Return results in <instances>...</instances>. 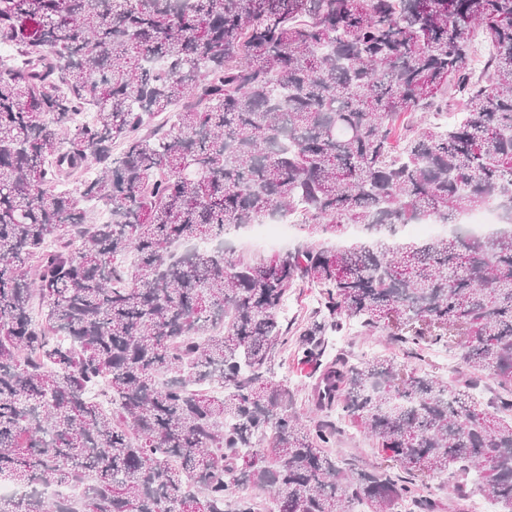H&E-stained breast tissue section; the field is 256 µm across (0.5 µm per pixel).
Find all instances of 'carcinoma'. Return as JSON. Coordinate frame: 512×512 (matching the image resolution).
Returning a JSON list of instances; mask_svg holds the SVG:
<instances>
[{
  "label": "carcinoma",
  "mask_w": 512,
  "mask_h": 512,
  "mask_svg": "<svg viewBox=\"0 0 512 512\" xmlns=\"http://www.w3.org/2000/svg\"><path fill=\"white\" fill-rule=\"evenodd\" d=\"M2 45L0 478L36 490L0 512H439L435 476L512 512V228L402 237L512 212V0H0ZM291 216L269 258L173 257ZM296 288L293 359L336 374L312 425L275 372ZM354 323L465 378L330 357ZM343 420L386 463L329 453ZM499 222L500 216L496 208L468 212L465 218L468 229L475 235L487 232L494 224H498ZM311 297L312 293L308 288H297L295 293L288 296V315L286 316L288 322L293 323V330L306 321L313 305Z\"/></svg>",
  "instance_id": "obj_1"
}]
</instances>
